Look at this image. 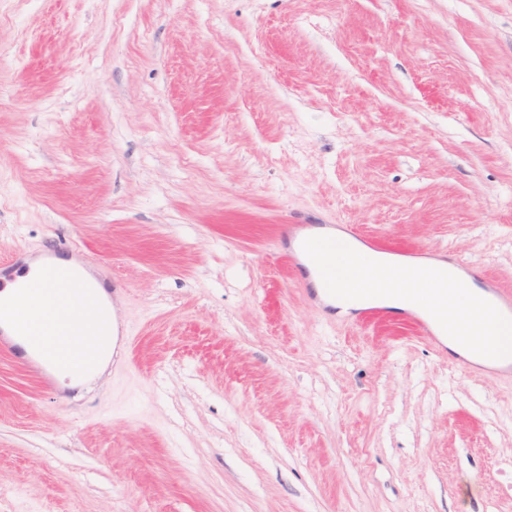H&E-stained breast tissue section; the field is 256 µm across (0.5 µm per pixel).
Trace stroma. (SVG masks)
I'll return each mask as SVG.
<instances>
[{
    "label": "stroma",
    "instance_id": "35a3bbf8",
    "mask_svg": "<svg viewBox=\"0 0 512 512\" xmlns=\"http://www.w3.org/2000/svg\"><path fill=\"white\" fill-rule=\"evenodd\" d=\"M292 224L512 289V0H0V262L71 241L131 336L0 350V512H512V380L326 313ZM69 323V330L63 335L65 346L75 352H81L84 348L97 339L100 348V360L96 368L90 372L73 374L67 370H60L55 377L63 384L74 385L97 379L103 373L105 366L112 352V366L124 363L117 351H112V314L109 320L99 324L97 321L89 320L84 316H67L60 321ZM62 325V324H61ZM63 326V325H62ZM109 354V355H108Z\"/></svg>",
    "mask_w": 512,
    "mask_h": 512
}]
</instances>
